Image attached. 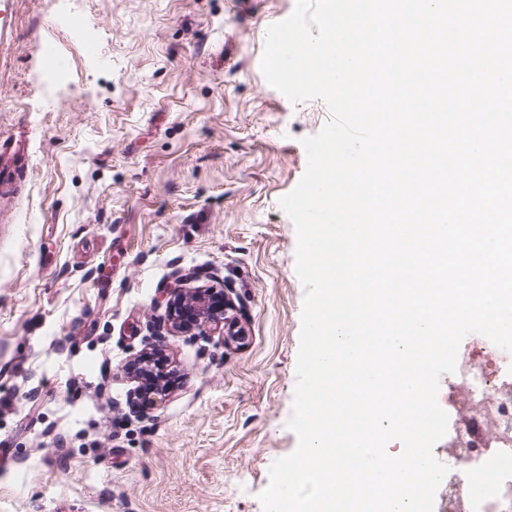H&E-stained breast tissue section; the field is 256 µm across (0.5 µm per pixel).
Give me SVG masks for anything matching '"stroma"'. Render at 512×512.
<instances>
[{
	"instance_id": "1",
	"label": "stroma",
	"mask_w": 512,
	"mask_h": 512,
	"mask_svg": "<svg viewBox=\"0 0 512 512\" xmlns=\"http://www.w3.org/2000/svg\"><path fill=\"white\" fill-rule=\"evenodd\" d=\"M0 0V139L32 163L0 220V512H262L305 289L279 200L328 120L261 60L295 0ZM222 290L224 333L167 329ZM171 389L139 413L127 366Z\"/></svg>"
}]
</instances>
